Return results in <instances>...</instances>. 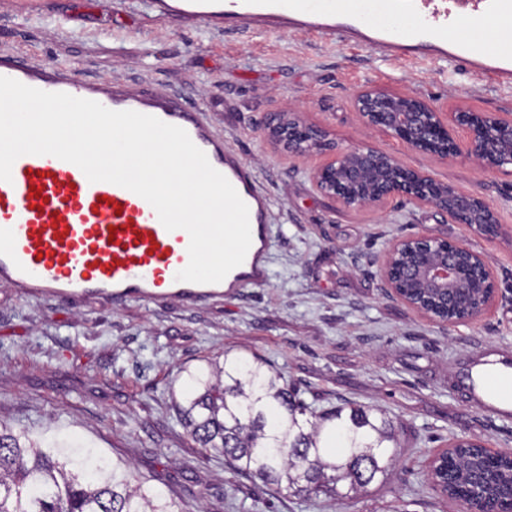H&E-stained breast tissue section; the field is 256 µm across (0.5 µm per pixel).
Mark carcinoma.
<instances>
[{"instance_id":"cac0c4a2","label":"carcinoma","mask_w":512,"mask_h":512,"mask_svg":"<svg viewBox=\"0 0 512 512\" xmlns=\"http://www.w3.org/2000/svg\"><path fill=\"white\" fill-rule=\"evenodd\" d=\"M175 409L187 433L253 481L340 500L385 479L395 463L401 421L384 410L345 404L317 413L290 393L266 361L208 358L187 372ZM0 512H179L131 466L90 449L67 452L0 423Z\"/></svg>"}]
</instances>
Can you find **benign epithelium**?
<instances>
[{"instance_id":"obj_1","label":"benign epithelium","mask_w":512,"mask_h":512,"mask_svg":"<svg viewBox=\"0 0 512 512\" xmlns=\"http://www.w3.org/2000/svg\"><path fill=\"white\" fill-rule=\"evenodd\" d=\"M367 130H379L408 149L439 161L463 158L486 172L512 168V113L480 112L387 88L367 86L352 96ZM266 144L294 156H321L309 180L349 210L432 208L486 238L505 235L495 206L432 174L407 167L394 153L366 144L342 148L295 108L268 114L259 127ZM386 295L447 327L473 321L494 303L495 277L484 256L460 239L415 234L393 239L378 257ZM504 453L456 438L431 462V478L446 495L461 494L473 512H512V469ZM474 463L470 482L448 484V464Z\"/></svg>"}]
</instances>
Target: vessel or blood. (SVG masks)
I'll use <instances>...</instances> for the list:
<instances>
[{"label":"vessel or blood","instance_id":"1","mask_svg":"<svg viewBox=\"0 0 512 512\" xmlns=\"http://www.w3.org/2000/svg\"><path fill=\"white\" fill-rule=\"evenodd\" d=\"M155 12L187 23L245 31L284 26L366 45L387 58L464 59L501 87H512V53L490 47L472 28L481 19L512 27V0H153ZM0 76L47 92H64L106 108L133 110L183 128L249 209L251 246L244 262L221 282L177 280L189 262L185 230H166L153 207L108 182H89L73 163L52 155H24L0 181V283L61 301L92 296L175 299L194 305L224 292L265 283L270 250V196L252 166L223 135L180 97L121 81L78 80L56 66L32 65L0 52ZM512 366V357L477 352L455 385L485 406L477 368Z\"/></svg>","mask_w":512,"mask_h":512}]
</instances>
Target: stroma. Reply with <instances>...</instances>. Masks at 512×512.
Wrapping results in <instances>:
<instances>
[{
    "instance_id": "35a3bbf8",
    "label": "stroma",
    "mask_w": 512,
    "mask_h": 512,
    "mask_svg": "<svg viewBox=\"0 0 512 512\" xmlns=\"http://www.w3.org/2000/svg\"><path fill=\"white\" fill-rule=\"evenodd\" d=\"M0 0V51L78 78L118 79L175 93L243 154L272 197L267 282L187 307L105 298L68 303L0 286V422L34 438L94 448L178 503L204 512H468L437 490L431 458L464 436L512 450V417L471 406L454 387L468 354L512 353V239H488L430 208L350 211L317 192L314 158L272 150L258 127L286 105L304 110L338 146L389 150L496 207L512 225V174L441 162L364 130L354 92L379 86L511 112L512 88L464 62L384 59L370 47L287 29L227 32L157 16L150 0ZM434 233L465 240L503 296L481 317L439 326L388 298L378 257L392 239ZM232 352L283 373L312 408L376 405L403 424L394 469L357 498L275 492L204 454L173 407L182 370Z\"/></svg>"
}]
</instances>
